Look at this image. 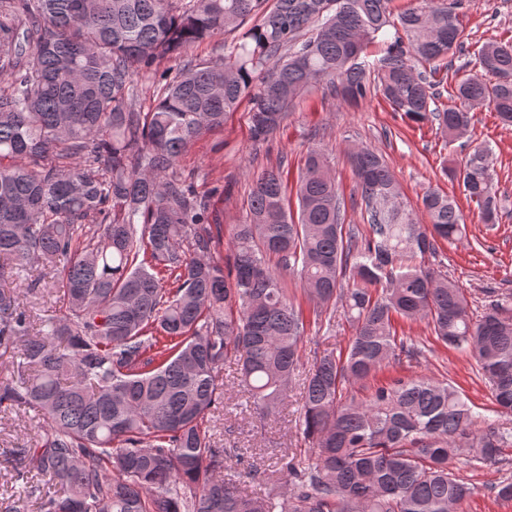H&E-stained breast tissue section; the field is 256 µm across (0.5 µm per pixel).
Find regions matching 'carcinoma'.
Wrapping results in <instances>:
<instances>
[{
    "label": "carcinoma",
    "instance_id": "cac0c4a2",
    "mask_svg": "<svg viewBox=\"0 0 512 512\" xmlns=\"http://www.w3.org/2000/svg\"><path fill=\"white\" fill-rule=\"evenodd\" d=\"M422 0H0V282L34 260L60 274L59 312L35 324L19 289L0 288V351L23 373L0 380V404L43 420L16 448L17 479L58 486L40 512H456L472 488L449 468L499 462L512 433L476 418L452 382L376 378L420 349L397 325L427 321L436 340L473 357L501 411L512 412V294L478 319L465 290L420 260L465 233L456 201L435 189L421 224L400 202L384 157L351 154L365 231L324 154L307 150L297 210L282 173L254 181L247 218L229 230L178 168L189 143L247 102L250 138L284 126L314 83L348 106L377 94L400 118L454 141L487 108L512 126V37L468 54L457 9ZM241 31L220 61L187 49ZM392 34L373 61L367 50ZM167 59L150 91L138 77ZM453 71V104L436 106ZM485 149L443 171L485 224L506 210ZM297 276L316 317L345 300V349L315 356L300 427L307 463L253 469L205 421L224 399V364L261 419L276 414L302 359L306 320L282 278ZM359 384L364 399L343 397Z\"/></svg>",
    "mask_w": 512,
    "mask_h": 512
}]
</instances>
